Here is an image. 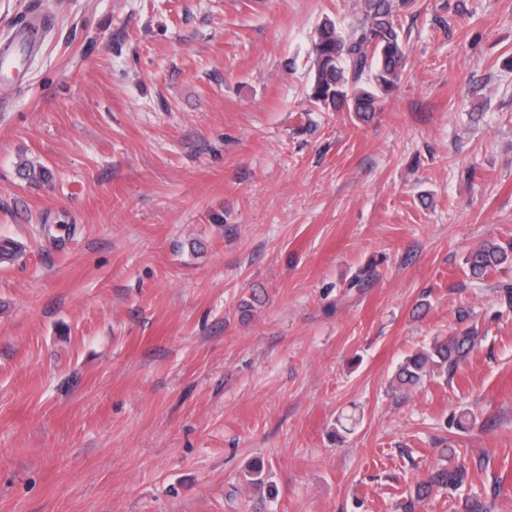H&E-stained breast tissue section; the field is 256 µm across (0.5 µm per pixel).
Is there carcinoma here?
I'll list each match as a JSON object with an SVG mask.
<instances>
[{
  "instance_id": "obj_1",
  "label": "carcinoma",
  "mask_w": 512,
  "mask_h": 512,
  "mask_svg": "<svg viewBox=\"0 0 512 512\" xmlns=\"http://www.w3.org/2000/svg\"><path fill=\"white\" fill-rule=\"evenodd\" d=\"M410 4L411 0H364L363 18L347 33L331 20H323L313 44L315 102L338 112H352L360 120H367L376 112L379 96L397 88L406 65L407 46L397 14ZM367 70L372 79L363 84L361 79ZM508 262H512V246L493 241L471 250L465 259L474 278H483ZM471 318L469 311H460L458 321L464 328L436 337L429 347L406 356L396 369L398 387L412 390L435 376H453L480 342L478 328L468 324ZM463 474L460 464L438 469L429 480L418 484L417 498H427L436 486L458 485Z\"/></svg>"
}]
</instances>
